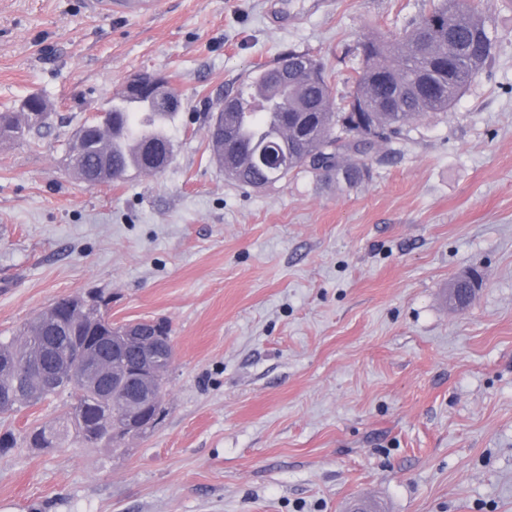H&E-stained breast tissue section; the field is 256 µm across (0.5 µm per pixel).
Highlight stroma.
<instances>
[{
    "mask_svg": "<svg viewBox=\"0 0 512 512\" xmlns=\"http://www.w3.org/2000/svg\"><path fill=\"white\" fill-rule=\"evenodd\" d=\"M88 2L0 0V111L36 94L52 113L0 144V336L94 294L114 324L168 320L166 413L120 454L0 451V512H512V0L481 2L489 68L379 143L370 179L259 189L211 160L216 103L291 51L322 58L342 101L364 36L433 0ZM145 72L182 101L168 166L74 180L72 135ZM473 268L481 287L449 305ZM158 0H91L90 6L98 11L109 10L132 16H143L155 12Z\"/></svg>",
    "mask_w": 512,
    "mask_h": 512,
    "instance_id": "obj_1",
    "label": "stroma"
}]
</instances>
